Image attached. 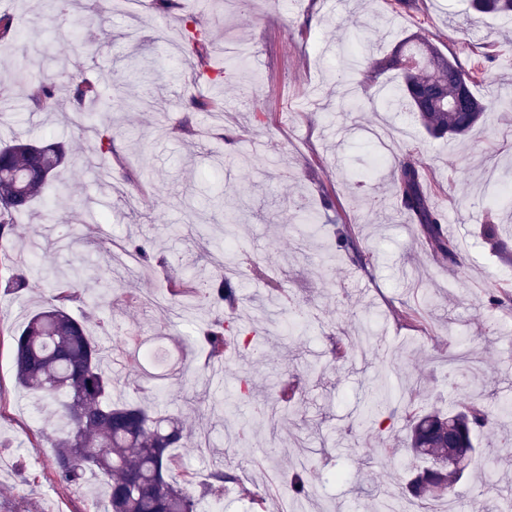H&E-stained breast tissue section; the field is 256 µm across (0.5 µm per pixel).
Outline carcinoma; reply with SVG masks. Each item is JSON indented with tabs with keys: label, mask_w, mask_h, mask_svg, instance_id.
Instances as JSON below:
<instances>
[{
	"label": "carcinoma",
	"mask_w": 512,
	"mask_h": 512,
	"mask_svg": "<svg viewBox=\"0 0 512 512\" xmlns=\"http://www.w3.org/2000/svg\"><path fill=\"white\" fill-rule=\"evenodd\" d=\"M74 0H45L37 11L52 27L70 20ZM474 15L497 14L512 16V0H469ZM182 37L193 45L199 56L207 52V37L202 29L191 26L181 18ZM0 35L23 38L19 22L11 14L0 15ZM413 56L419 67L408 69L404 59ZM391 71L397 72L399 82L389 89L385 106L393 112H410L434 138L461 137L470 132L487 114L498 111L499 101L476 95L474 88L492 81L493 76L482 61L471 66L459 58L447 55L428 35L416 31L402 40L381 58L358 59L342 72L348 82L354 76H363L361 83L375 84ZM19 80L28 82L29 100L46 106L55 97L58 80L54 73L42 72L27 81L25 72ZM463 85L469 98L479 103L477 109L461 104L455 98V89ZM71 95L77 101L72 121L96 136V150L101 154L113 152L116 127L112 123L98 125L89 121L83 110L89 103L112 107V95L105 87L81 80L71 85ZM64 161V152L55 143H45L14 137L0 147V224L5 217L27 210L41 198L48 182ZM421 166L406 154L393 166V194L411 222L418 226L422 243L440 253L443 262L454 267L460 264V250L448 239L443 215L429 198L423 184ZM482 237L491 251L501 260L512 263V252L495 233V225L485 224ZM336 247L345 248L355 262L364 258L351 225L343 226ZM234 262L230 256L220 262L221 270L211 280L197 282L174 281L169 295L174 303L192 297L202 306L216 304L225 313L210 321L202 339L210 362L220 365L231 350L247 349L262 355L259 337L239 324L234 313L237 288L224 276V270ZM34 265L27 258L19 260L9 283L14 288L25 287ZM86 277L85 269L72 265L67 272L55 276L53 293L47 305L34 311L13 338V360L17 382L43 401L56 405L59 395L66 401L59 405L57 414L66 421L61 429L52 421V429L60 437L52 441L55 448L53 472L57 482L65 486L77 485L94 476L106 484L108 508L106 512H197L198 502L208 496L221 494L230 485L239 484L237 474L224 467L216 468L204 481H199L184 469L172 449L183 446L193 437L178 416L162 414L144 400L112 401V388L117 380L105 374L101 364L102 350L89 334L84 322L73 317L69 308L75 303L92 306L95 299L80 285ZM355 344L345 336L334 342L332 353L338 360L347 359ZM134 375L135 390L155 397L167 392L162 384H150L142 375L141 365H128ZM391 401L385 386L379 387L376 411L369 421L383 427L379 419L381 409ZM404 448H391L392 454L401 451L424 457L432 465L422 469L409 482L412 499L424 505V512H433L431 505L450 501L451 488L469 467L474 452L473 438L477 430L495 428L500 453L512 457V422L503 418L482 402L470 401L461 410L443 414L429 412L406 415ZM454 433L455 445L461 448L464 459L461 467H439L434 461L448 452V433ZM294 496L311 500L313 490L307 467L294 473L290 480Z\"/></svg>",
	"instance_id": "carcinoma-1"
}]
</instances>
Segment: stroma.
<instances>
[{"instance_id":"obj_1","label":"stroma","mask_w":512,"mask_h":512,"mask_svg":"<svg viewBox=\"0 0 512 512\" xmlns=\"http://www.w3.org/2000/svg\"><path fill=\"white\" fill-rule=\"evenodd\" d=\"M36 0H0V14L21 19L22 43L6 49L0 40V86L9 91L0 106V139L22 134L42 139L52 133L66 150L56 178L67 196L54 216L43 207L14 215L13 235L0 254V512H103L95 482L64 487L50 467L53 449L47 411L19 386L12 334L28 314L49 300L47 282L32 278L26 288L4 287L20 252L42 244L34 261L49 273L84 262L98 277L93 308L86 315L94 336L120 348L129 334L143 348L161 345L163 359L144 356L146 373L184 372L191 382L171 388L165 402L182 411L185 424L206 440L204 455L178 449L183 466L205 479L226 461L250 488L267 494L269 512H287L289 479L306 463L314 499L307 512H371V496L397 493L411 477L402 458L386 447L400 445L403 421L386 430L362 427L359 414L370 405L383 377L397 391L394 407L417 389L416 407L455 410L478 398L497 407L512 403V304L492 308V288L512 290V266L493 256L479 231L490 207L479 192L489 169L512 178V20L472 18L465 0H419L415 12L395 9L392 0H175L165 10L157 0H128L108 25L47 28L27 20ZM190 13L208 34V55L199 59L182 45L170 64L157 40L159 29ZM425 27L443 51L460 60L496 42L490 67L494 84L476 86L480 96L503 101L487 124L462 140L435 139L404 112H386L379 86L347 92L340 80L352 50L383 56L416 27ZM36 51L49 69L79 74L105 87L126 69L129 55L153 60L155 72L142 86L155 94L160 112L131 110L111 115L96 109L99 123L115 121L127 135L112 153L96 154L90 133L70 121L65 91L52 110L36 108L16 74L26 52ZM222 75L223 123L195 109L193 100L212 95L208 79ZM412 153L432 183V200L455 220V236L466 258L464 270L447 265L421 246L417 230L396 210L389 194L391 165H376L383 152ZM384 196L383 210H368L366 191ZM319 217L322 232L299 224L289 202ZM236 224V250L245 262L232 273L242 306L266 304L268 281L280 282L293 301L318 319L288 340L270 332L263 362L237 351L224 365L222 389L210 388L211 368L203 354L181 361L196 315L172 304L171 280L215 273L226 216ZM353 225L370 253L360 267L342 252L327 255L341 225ZM153 252L156 263L123 277L108 265L129 245ZM410 306L423 318L414 328L395 314ZM374 319L389 350L386 359L366 354L335 360L338 337ZM320 371L310 374L308 363ZM301 377L290 401L275 400L277 426L251 428V404L238 399L237 378H250L253 392L273 397L279 369ZM251 428L248 443L235 442ZM475 467L455 486L464 512H499L512 499V463L491 466L477 455ZM342 470L346 479L336 480Z\"/></svg>"}]
</instances>
